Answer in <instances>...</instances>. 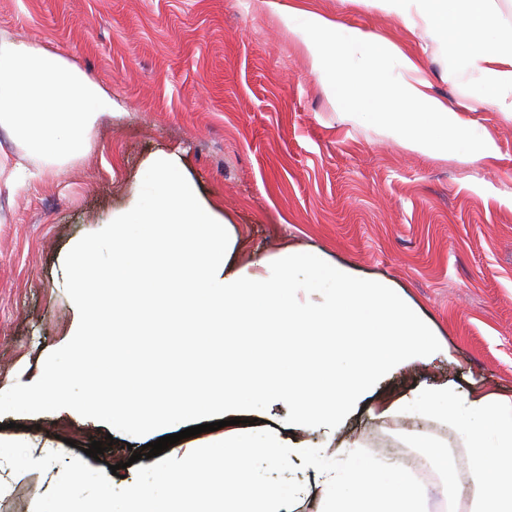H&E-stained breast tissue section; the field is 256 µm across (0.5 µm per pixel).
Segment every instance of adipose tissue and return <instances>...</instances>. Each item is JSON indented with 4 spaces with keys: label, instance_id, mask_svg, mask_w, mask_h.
<instances>
[{
    "label": "adipose tissue",
    "instance_id": "ef3b65f1",
    "mask_svg": "<svg viewBox=\"0 0 512 512\" xmlns=\"http://www.w3.org/2000/svg\"><path fill=\"white\" fill-rule=\"evenodd\" d=\"M407 29L425 28L446 37L465 71L475 74L489 101L512 112V28L500 25L494 0H373ZM311 57L314 74L341 114L362 116L352 91L355 76L390 94L376 112L383 131L410 149L425 152L448 140L466 141L468 129L457 112L429 94L415 59L401 56L396 74L379 67L393 52L379 36L343 29L322 14L280 0H265ZM112 96L64 57L26 43L0 38V126L8 127L36 155L64 158L84 150L95 123L110 115ZM377 418L422 413L452 424L469 440L464 483L471 512H512V401L492 393L461 392L449 384L421 387L381 399L370 409Z\"/></svg>",
    "mask_w": 512,
    "mask_h": 512
}]
</instances>
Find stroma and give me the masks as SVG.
Here are the masks:
<instances>
[{
	"mask_svg": "<svg viewBox=\"0 0 512 512\" xmlns=\"http://www.w3.org/2000/svg\"><path fill=\"white\" fill-rule=\"evenodd\" d=\"M377 34L414 57L433 96L470 125L494 156L419 152L370 119L344 120L302 42L263 0H0V36L55 52L113 99L87 150L56 164L27 160L35 179L9 184L26 147L0 129V387L36 381L79 314L63 261L86 234L135 200L142 170L175 153L202 198L235 225L243 258L317 249L359 274L397 285L450 356L383 380L380 393L454 382L512 400V112L461 72L447 38L408 30L366 0H284ZM39 437L81 457L108 447L94 469L125 463L141 441L70 409L0 416V440ZM340 436L399 463L424 458L434 495L468 512L470 449L424 415L359 413ZM447 448L431 458L420 438ZM48 472L0 468V512H34Z\"/></svg>",
	"mask_w": 512,
	"mask_h": 512,
	"instance_id": "obj_1",
	"label": "stroma"
}]
</instances>
